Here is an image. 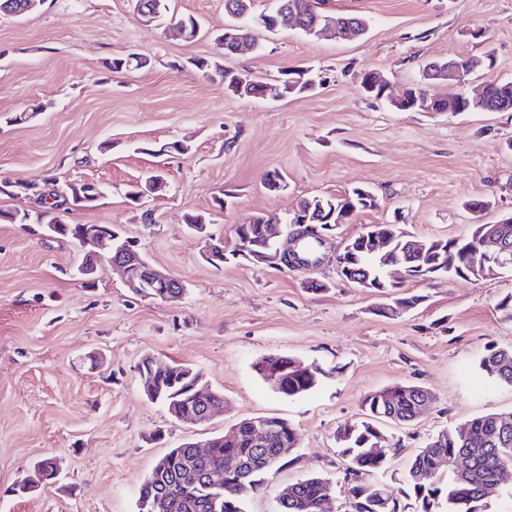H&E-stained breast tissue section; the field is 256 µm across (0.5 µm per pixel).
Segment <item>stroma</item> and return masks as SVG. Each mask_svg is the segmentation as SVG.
I'll return each instance as SVG.
<instances>
[{"label":"stroma","mask_w":512,"mask_h":512,"mask_svg":"<svg viewBox=\"0 0 512 512\" xmlns=\"http://www.w3.org/2000/svg\"><path fill=\"white\" fill-rule=\"evenodd\" d=\"M134 5L45 0L0 18V179L102 184L103 197L66 222L118 225L185 285L181 298L161 302L131 293L107 265L86 282L75 274L80 247L36 224H0V512H137L138 489L161 455L258 415L288 420L301 443L246 498L245 512H276L280 490L312 474L335 482L334 512H350L335 432L362 419L367 394L395 384L434 396L411 424L381 425L401 451L378 479L413 506L405 472L416 448L475 416L512 412V387L478 368L489 349L512 347V321L498 309L512 270L406 282L419 303L392 316L379 310L385 296L345 281L333 261L309 271L242 259L212 266L182 216L206 213L210 233L229 245L254 213L285 220L302 199L366 188L376 205L336 229L341 247L369 224L425 238L464 234L477 220L464 204L477 197L490 202L482 222L512 215V111L400 112L367 98L359 78L378 72L399 96L423 84L427 62L489 54L492 67L472 73L468 90L512 81V0H335L368 18L365 36L281 28L231 56L215 41L229 22L224 0H170L175 14L201 22L192 42L166 25L143 26ZM128 52L145 66L112 72V58ZM197 58L268 82L309 67L323 82L309 93L242 98L195 69ZM174 142L188 152L170 151ZM273 169L286 176L277 193L263 186ZM155 173L165 191L129 201ZM267 354L319 368V386L297 398L276 393L253 368ZM148 355L200 370L223 392V412L193 426L149 401L138 370ZM46 458L56 459L58 479L13 494Z\"/></svg>","instance_id":"35a3bbf8"}]
</instances>
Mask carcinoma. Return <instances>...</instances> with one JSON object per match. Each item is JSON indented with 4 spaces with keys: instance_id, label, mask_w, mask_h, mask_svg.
<instances>
[{
    "instance_id": "1",
    "label": "carcinoma",
    "mask_w": 512,
    "mask_h": 512,
    "mask_svg": "<svg viewBox=\"0 0 512 512\" xmlns=\"http://www.w3.org/2000/svg\"><path fill=\"white\" fill-rule=\"evenodd\" d=\"M151 5L153 25L166 23L174 27H187L191 40L201 33V25L193 16L172 17L169 15L170 0H146ZM319 0H274L273 7L259 13L253 10V0H224V11L231 18L229 30L241 36L247 43L255 44L258 33L266 30L262 18L273 14L282 7L292 8L309 17ZM336 25H347L360 32H366L369 21L353 13L334 12L331 15ZM194 66L203 74L210 70L221 74L224 85L237 92L244 87V93L255 98L265 93L269 84L249 74L234 72L220 67L218 62L196 60ZM309 69H290L281 73L276 81L280 95L286 96L312 89ZM505 98V87L500 81H491L484 86V95L463 101V111L482 112L489 102ZM25 193L36 197L41 209L35 214L15 216L12 211L0 208L1 224H40L44 232L50 225L62 224L65 207L63 193L74 196L82 184H69L60 188L49 181L42 183L26 181ZM357 210L376 205L372 193L365 188H356L348 193ZM271 222L265 214H254L249 223L243 225V232L254 245H264V225ZM397 235L391 252L374 253L370 246L363 247L358 254L357 275L368 279L379 293L393 296L392 303L383 307L385 311L403 314L414 308L420 300L418 295H397L396 290L384 279L385 268L399 260L419 273L416 252L411 243L416 238L405 235L395 228ZM443 243V250L432 253L427 261L438 265L431 275L454 274L461 279L479 280L497 274L503 267L493 262H484L469 250L468 244L454 239L429 238L427 243L434 246ZM270 361L264 356L254 364L255 371L270 384H279L277 392L288 397L308 394L319 384V373L300 370V362L288 359L292 368L279 381L272 380ZM479 369L494 380L512 386V348L491 349L479 360ZM206 384L203 373L184 364L171 366L165 372L154 373V394L150 400L163 404L172 416L182 410L204 411L192 397V386ZM419 385L396 384L366 395L362 401L365 419L347 423L336 430L339 454L346 462L345 476L350 481V512H399V505L390 501L384 485L375 476L384 471L389 453L374 457L370 448L381 431L375 420L388 415L398 418L404 424L413 420L415 395L423 391ZM501 414L487 413L477 416L463 427V430L448 428L428 439L408 462L407 478L412 481L416 512H487L486 499L498 486L500 469L512 464V425L504 427ZM252 418H244L223 434L212 439L209 453L201 455L192 442H186L164 454L171 458L163 471L152 469L148 478L140 485L138 501L148 505L150 512H244L246 497L258 490L264 477L285 464L281 456L284 448H297L300 438L293 426L284 430L272 429L265 448L258 451L251 443ZM238 459L239 467L224 480L221 488L206 484V474L212 468L224 466V452ZM459 457L468 460L464 474L453 471L449 463ZM332 481L322 475H311L288 485V493L277 497V512H332Z\"/></svg>"
}]
</instances>
